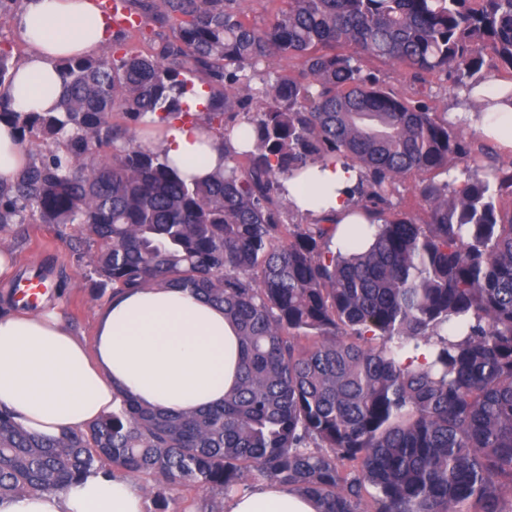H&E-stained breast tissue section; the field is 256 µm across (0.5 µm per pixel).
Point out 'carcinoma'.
<instances>
[{"mask_svg":"<svg viewBox=\"0 0 512 512\" xmlns=\"http://www.w3.org/2000/svg\"><path fill=\"white\" fill-rule=\"evenodd\" d=\"M124 2L138 28L172 35L129 53L120 28L112 48L62 60L53 112L0 93V122L30 156L0 185V241L52 224L76 252L96 245L95 298L177 287L222 306L240 380L222 405L178 414L115 394L112 412L58 438L0 408V497L62 491L108 465L224 496L258 476L322 512H512V210L497 206L512 200V162L369 68L461 89L512 73V0H280L262 25L243 0ZM278 59L298 71L262 70ZM16 65L0 46V89ZM195 78L209 96L192 115ZM182 116L239 131L248 150L226 141L224 166L185 179L136 140ZM336 159L359 170L356 206L383 219L349 225L345 251L331 249L336 215L299 214L283 184ZM452 164L459 187L424 177ZM409 176L423 224L392 200ZM423 346L431 362H402ZM186 512L222 510L210 498Z\"/></svg>","mask_w":512,"mask_h":512,"instance_id":"obj_1","label":"carcinoma"}]
</instances>
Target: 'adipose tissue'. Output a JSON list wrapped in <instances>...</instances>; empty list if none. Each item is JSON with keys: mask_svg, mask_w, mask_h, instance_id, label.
I'll use <instances>...</instances> for the list:
<instances>
[{"mask_svg": "<svg viewBox=\"0 0 512 512\" xmlns=\"http://www.w3.org/2000/svg\"><path fill=\"white\" fill-rule=\"evenodd\" d=\"M29 52L6 90L17 109L45 112L62 89L60 58L99 51L112 38L95 0H22L12 20ZM449 121L512 149V83L489 80L461 92ZM156 142L185 178H207L224 163V148L243 150L189 120L159 126ZM29 156L17 130L0 122V184L12 183ZM358 171L343 162L316 164L285 187L300 212L336 214L359 223L351 189ZM310 192H302V184ZM240 338L224 311L177 288H138L111 297L98 312L93 343L73 336L58 307L0 315V406L34 433L84 430L113 409L114 394L166 411L217 405L237 383ZM302 491L268 483L232 494L226 512H320ZM0 512H145L141 486L105 467L58 492L0 497Z\"/></svg>", "mask_w": 512, "mask_h": 512, "instance_id": "ef3b65f1", "label": "adipose tissue"}]
</instances>
